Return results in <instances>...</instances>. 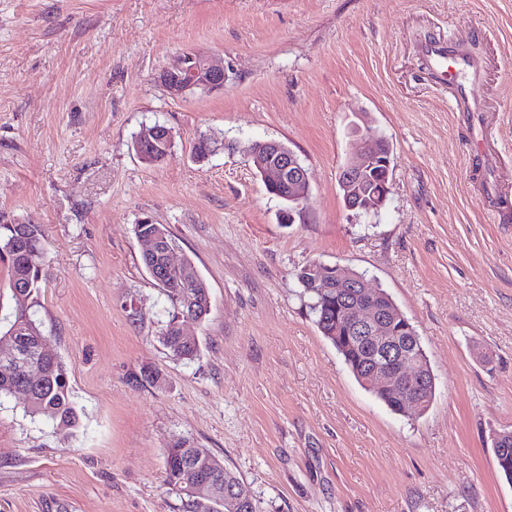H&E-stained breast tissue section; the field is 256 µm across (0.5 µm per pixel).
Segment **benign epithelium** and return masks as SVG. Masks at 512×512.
<instances>
[{
    "label": "benign epithelium",
    "mask_w": 512,
    "mask_h": 512,
    "mask_svg": "<svg viewBox=\"0 0 512 512\" xmlns=\"http://www.w3.org/2000/svg\"><path fill=\"white\" fill-rule=\"evenodd\" d=\"M159 81L172 98H183L196 91L211 92L224 89V63L205 54L184 55L176 66L165 70ZM352 136L357 145L353 158L339 171V185L344 191L347 209L370 214L384 206L390 193L391 149L387 139L366 119L354 123ZM174 142L173 130L167 126H143L136 137L134 148L146 164L144 145L152 144L168 153ZM264 152L254 153L256 166L263 181L271 186L288 182V201L292 206L285 211L288 223L302 215L308 204L307 172L297 156L281 143H262ZM276 157V162L266 163L260 156ZM146 245L148 257L162 255L169 267H180L184 262L174 260L177 246L170 243L166 231L158 226L146 233L138 234ZM323 281L325 296L332 294L341 299L343 306L336 315V331L341 339L362 340L371 349V356L362 364L364 384L389 396L406 414L422 408V401L409 391V385L418 382L425 386L432 377L428 365L413 355L408 343L415 339L409 321L389 300L381 299L380 293L372 290L366 277L339 266L319 265L313 267L312 285ZM185 309L177 315L174 328L182 333L181 321H198V310L194 300L184 299ZM48 356L45 342H40V356L27 354L17 343L10 342L7 352L0 355V374L10 377L18 372L27 382L20 384L19 391L29 397L31 385L40 381L42 358ZM191 493L202 505L220 494L219 484L207 471H195Z\"/></svg>",
    "instance_id": "1"
}]
</instances>
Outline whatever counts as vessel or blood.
<instances>
[{
    "label": "vessel or blood",
    "mask_w": 512,
    "mask_h": 512,
    "mask_svg": "<svg viewBox=\"0 0 512 512\" xmlns=\"http://www.w3.org/2000/svg\"><path fill=\"white\" fill-rule=\"evenodd\" d=\"M423 55L436 77L454 87L457 106L465 112L477 111L476 89L481 79L480 64L474 59L451 54L440 41L426 43Z\"/></svg>",
    "instance_id": "b4317fda"
}]
</instances>
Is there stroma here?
I'll use <instances>...</instances> for the list:
<instances>
[{
    "label": "stroma",
    "mask_w": 512,
    "mask_h": 512,
    "mask_svg": "<svg viewBox=\"0 0 512 512\" xmlns=\"http://www.w3.org/2000/svg\"><path fill=\"white\" fill-rule=\"evenodd\" d=\"M431 39L484 62L481 111H453ZM194 52L223 58V90L169 98L160 73ZM362 115L392 149L371 215L338 184ZM154 123L174 143L146 164L132 141ZM203 137L220 148L200 162ZM267 140L308 174L292 224L253 165ZM144 222L210 289L194 361L160 342L173 307ZM1 223L45 231L36 316L79 421L0 398V512H182L179 439L261 512H512L493 448L512 430V0H0ZM312 261L364 273L417 329L425 412L391 413L319 332L296 276ZM160 225L165 230H167L169 232L170 240L177 245L176 238L171 234V232L168 230V228L162 224H160ZM136 226H138L141 229L144 227L145 229H143L142 232H146V233L141 234L139 232V230L136 228ZM152 227H153V224L135 225V228L138 233L137 238L146 245V249L142 255V262H143L146 270H147V266L149 265L147 257L156 256V255H158V253L162 254L165 264L168 267L178 268L180 266H183L185 263V260L178 262V261H175L173 258L174 254L177 250V246H175L174 244H172L168 241L166 231L157 224H155V227H156L155 229H152ZM150 229H152V230H150ZM184 441H176L171 448L168 449L165 456V473L166 484L168 490L179 496L185 512H196L199 508L195 502L190 503V494L188 489L190 486L191 474L188 470H183L179 465V457L185 454ZM183 448V449H182ZM194 509H193V508ZM191 509V510H188ZM193 509V510H192Z\"/></svg>",
    "instance_id": "obj_1"
}]
</instances>
